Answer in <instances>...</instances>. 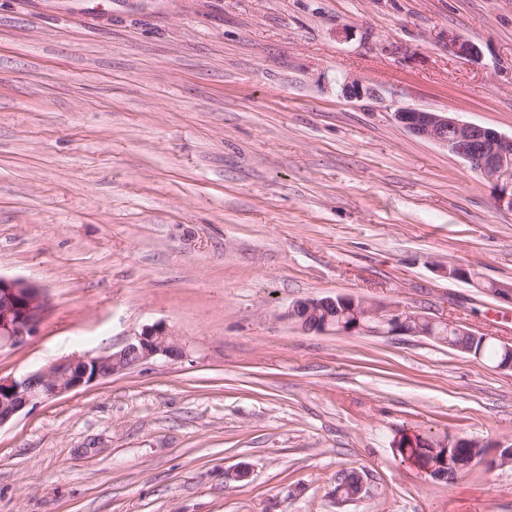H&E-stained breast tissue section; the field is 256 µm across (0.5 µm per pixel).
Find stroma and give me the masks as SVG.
<instances>
[{"mask_svg": "<svg viewBox=\"0 0 512 512\" xmlns=\"http://www.w3.org/2000/svg\"><path fill=\"white\" fill-rule=\"evenodd\" d=\"M400 108L512 135V0H0V275L49 298L0 376L156 323L187 351L0 426V512H512V466L396 450L512 443V371L288 317L350 295L512 340L444 272L512 284V211ZM351 470L370 493L337 504ZM474 447L472 441L449 436L448 448H431L424 438L415 436L400 441L397 451L403 460H421L432 475L449 481L484 456L485 448Z\"/></svg>", "mask_w": 512, "mask_h": 512, "instance_id": "stroma-1", "label": "stroma"}]
</instances>
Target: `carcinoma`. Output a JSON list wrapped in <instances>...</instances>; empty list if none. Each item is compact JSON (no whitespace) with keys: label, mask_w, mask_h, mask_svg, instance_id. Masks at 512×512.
I'll use <instances>...</instances> for the list:
<instances>
[{"label":"carcinoma","mask_w":512,"mask_h":512,"mask_svg":"<svg viewBox=\"0 0 512 512\" xmlns=\"http://www.w3.org/2000/svg\"><path fill=\"white\" fill-rule=\"evenodd\" d=\"M448 339L449 348L457 349L474 359H486L497 366L509 359V354L501 346L481 338H460L451 334ZM397 451L403 460H421L432 475L446 480L454 479L485 454V449L475 447L474 442L451 436L448 437L446 448H433L426 440L416 436L400 441Z\"/></svg>","instance_id":"1"}]
</instances>
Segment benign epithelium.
Returning a JSON list of instances; mask_svg holds the SVG:
<instances>
[{"label":"benign epithelium","instance_id":"obj_1","mask_svg":"<svg viewBox=\"0 0 512 512\" xmlns=\"http://www.w3.org/2000/svg\"><path fill=\"white\" fill-rule=\"evenodd\" d=\"M341 91L348 99L378 94L376 88L356 78L344 79ZM393 117L411 134L446 148L468 162L495 190L497 206L512 211V136L462 122L446 112L402 108L394 112ZM338 301L348 306L344 314L351 315L354 322L347 326L342 321L327 320L321 330L345 335L391 337L405 334L431 338V326L439 323L456 334L473 335V331L459 321H438L429 317L424 323L417 314L402 306L372 304L347 296L300 300L290 310V317H295L300 309L317 315L324 307ZM47 311L48 302L41 288L20 278L0 276V347L23 343L33 335ZM185 357L184 348L166 326L155 324L144 328L115 352L65 357L19 377H0V426L31 404L56 399L157 359L177 362Z\"/></svg>","mask_w":512,"mask_h":512}]
</instances>
